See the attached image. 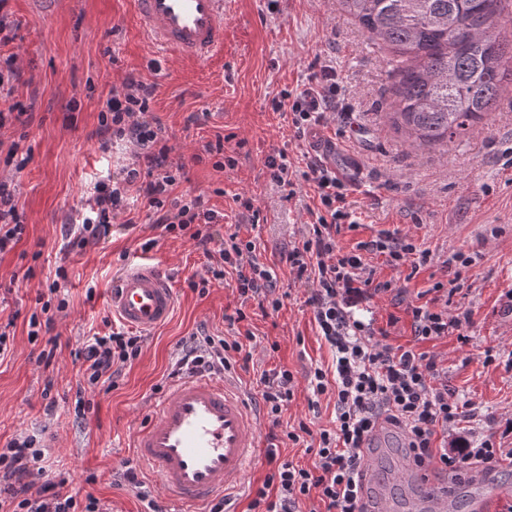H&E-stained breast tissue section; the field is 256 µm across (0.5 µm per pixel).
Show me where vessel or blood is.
<instances>
[{
    "mask_svg": "<svg viewBox=\"0 0 512 512\" xmlns=\"http://www.w3.org/2000/svg\"><path fill=\"white\" fill-rule=\"evenodd\" d=\"M145 39L178 62L203 63L224 51V0H134ZM176 295L162 263L149 261L115 278L108 292L113 317L152 333L165 325ZM260 419L228 377L194 375L156 399L134 434V458L179 506L202 512L215 496L237 491L260 452ZM470 512H488L504 491L488 472L475 478Z\"/></svg>",
    "mask_w": 512,
    "mask_h": 512,
    "instance_id": "vessel-or-blood-1",
    "label": "vessel or blood"
}]
</instances>
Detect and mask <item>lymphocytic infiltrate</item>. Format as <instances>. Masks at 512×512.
<instances>
[{
    "label": "lymphocytic infiltrate",
    "instance_id": "1",
    "mask_svg": "<svg viewBox=\"0 0 512 512\" xmlns=\"http://www.w3.org/2000/svg\"><path fill=\"white\" fill-rule=\"evenodd\" d=\"M5 6V0H0V129L24 128L27 112L11 98L22 72L15 55L1 52L12 40ZM155 92V84L132 73L113 86L98 115V148L108 153L116 145L129 144L133 151L112 179L95 183L87 192L83 220L69 231L72 246L83 250L109 238L113 219L134 194L153 210L154 226L162 235L184 237L207 248L208 264L204 272L189 278V288L203 294L213 283L230 277L242 300H256L264 311H279L283 299L276 293L277 276L257 261L255 241L240 239L234 232L218 243V249H211L212 228L223 221V213L208 208L202 197L176 194L182 168L169 160L161 124L148 118ZM345 100L335 66L326 64L307 83L273 99L272 108L287 116L301 137L320 125L327 113L345 111ZM264 165L271 182L290 188L295 180H303L312 184L318 199L308 211L307 231L281 259L296 281L311 285L307 303L319 336L334 353V368H314L307 380L314 394L334 395L336 420L330 428L313 430L302 423L286 431L288 441L304 444L313 462L303 467L278 461L276 453H268L266 476L249 489V512H301L303 501L311 498L323 505V512H365V447L385 423L401 430L415 466H434L451 477L472 466L511 459L512 448L497 447L488 438L477 443L468 440L457 448L444 445L449 425L471 417L470 403L449 399L448 384L442 381L434 358L390 344L388 329L354 314L366 288H392L391 282L378 280L374 256H384L393 269L407 266L416 271L432 263V252L388 233L358 243L350 252L337 249L336 236L351 218L347 178L313 158L307 159L304 168H297L284 149L268 155ZM25 230L14 187L0 180V256L15 250ZM66 278L65 267H57L46 294L37 295L28 319L29 338L47 339L46 349L37 357L46 367L52 366L56 356L57 340L51 335L55 315L68 306L59 296ZM444 289V283H435L433 298L410 307L411 326L418 339H437L468 323V314L449 315ZM143 343L142 335L121 328L94 332L82 343L75 352L80 373L76 414L85 412L86 392L117 386L124 369L140 356ZM243 350V342L237 339L188 336L165 380L170 383L197 373L224 374L234 369ZM259 384L264 416L272 426H281L283 410L297 385L294 373L284 367L265 370ZM43 460L44 451L32 435L15 437L0 450V512H112L93 495L68 491L66 479L45 478Z\"/></svg>",
    "mask_w": 512,
    "mask_h": 512
}]
</instances>
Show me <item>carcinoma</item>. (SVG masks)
Segmentation results:
<instances>
[{
  "label": "carcinoma",
  "instance_id": "obj_1",
  "mask_svg": "<svg viewBox=\"0 0 512 512\" xmlns=\"http://www.w3.org/2000/svg\"><path fill=\"white\" fill-rule=\"evenodd\" d=\"M340 2L392 51L398 101L391 120L414 143L463 134L493 110L502 81H512V47L499 32L504 0Z\"/></svg>",
  "mask_w": 512,
  "mask_h": 512
}]
</instances>
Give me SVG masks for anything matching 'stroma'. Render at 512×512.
<instances>
[{
  "label": "stroma",
  "instance_id": "35a3bbf8",
  "mask_svg": "<svg viewBox=\"0 0 512 512\" xmlns=\"http://www.w3.org/2000/svg\"><path fill=\"white\" fill-rule=\"evenodd\" d=\"M7 10L15 33L7 50L23 71L13 97L32 120L23 132L0 130V177L8 174L5 156L12 143L31 153L15 178L26 234L15 251L0 257V284L15 276L23 280L0 302V323L12 322L14 333V352L0 361V448L18 433L35 435L47 446L51 475L67 478L70 490L93 494L112 512H146L116 474L134 462L131 437L147 420L154 387L183 338H228L236 331L254 334L247 344L249 369L236 373L251 394L259 392L262 371L287 367L298 385L283 421L332 426L333 399L314 396L305 380L311 368L330 366L332 354L316 334L307 284L293 282L281 260L309 219L305 206L313 192L300 182L294 197H286L264 166L277 150L293 159L308 150V140L296 137L271 100L327 62L347 89L348 109L320 125L319 137L356 158L348 201L357 226L342 228L338 247L350 251L388 232L412 237L435 257L409 279L374 257L382 279L395 280L404 300L371 293L357 315L381 325L396 318L390 343L412 344L434 356L449 390L472 405L474 417L451 426L449 438L491 436L512 448V82L486 120L447 142L419 147L389 120L395 100L391 51L342 15L337 0H226L224 52L203 64L174 62L145 41L133 0H9ZM130 73L157 87L151 116L166 131L172 161L185 166L180 190L203 195L209 208L223 213L216 238L235 232L257 239L259 262L288 288L278 313L267 316L256 301L241 302L231 285L213 284L203 295L191 290L188 277L207 263L203 249L183 237L157 236L155 216L141 203L117 216L104 243L68 248L64 227L81 219L85 191L125 161L122 146L102 155L95 131L113 85ZM217 141L235 166L218 171L210 161L194 162L202 144ZM239 195L251 199L258 224L242 217ZM458 252L469 256L470 265L443 267ZM149 259L166 266L176 293L173 319L148 335L116 388L90 394V410L76 420L73 353L89 327H101L109 316L113 278ZM61 263L68 269L61 295L69 308L56 320V358L45 369L36 362L40 349L28 340L26 320ZM438 281L447 285L449 313H469L470 322L461 335L415 341L406 307L428 301ZM91 284L96 293L90 298ZM240 307L247 319L230 327L227 317ZM49 380L59 397L52 415L41 398ZM314 399L319 405L313 410Z\"/></svg>",
  "mask_w": 512,
  "mask_h": 512
}]
</instances>
